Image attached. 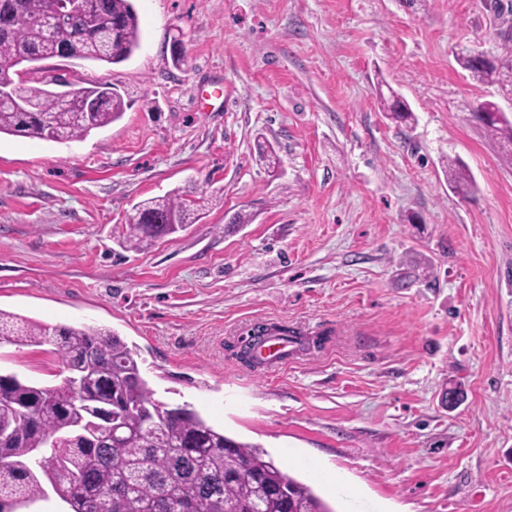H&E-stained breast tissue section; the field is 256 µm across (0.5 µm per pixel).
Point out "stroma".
<instances>
[{
  "label": "stroma",
  "instance_id": "35a3bbf8",
  "mask_svg": "<svg viewBox=\"0 0 512 512\" xmlns=\"http://www.w3.org/2000/svg\"><path fill=\"white\" fill-rule=\"evenodd\" d=\"M133 5L129 60L61 63L116 87L119 120L69 143L0 135V309L115 331L158 399L263 448L334 512H512V145L472 115L491 100L512 121V95L456 61L512 62V13ZM386 87L412 127L385 118ZM455 159L471 178L458 188ZM173 192L204 218L124 248L133 205ZM261 324L302 336L284 368L237 358ZM0 370L52 385L61 363L48 345H5Z\"/></svg>",
  "mask_w": 512,
  "mask_h": 512
}]
</instances>
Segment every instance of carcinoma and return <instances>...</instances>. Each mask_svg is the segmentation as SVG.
Returning <instances> with one entry per match:
<instances>
[{
	"mask_svg": "<svg viewBox=\"0 0 512 512\" xmlns=\"http://www.w3.org/2000/svg\"><path fill=\"white\" fill-rule=\"evenodd\" d=\"M85 15L60 25L61 0H0V66L27 52L66 59L63 31L82 32L76 58L101 64L128 60L140 46L132 0H94ZM459 66L483 82L512 92V67L470 54ZM38 76L15 85L21 112L0 104V135L71 142L120 119L127 103L115 88L85 86L99 100L79 110L66 89ZM389 118L409 124L413 112L399 100ZM485 102L474 118L512 144V122ZM124 234L127 248L201 219L194 201L179 194L148 198L132 207ZM55 346L68 371L44 387L0 372V512L45 497L50 486L70 512H334L312 488L277 467L257 446L238 442L207 424L191 406L155 398L137 351L110 329L45 324L0 310V344Z\"/></svg>",
	"mask_w": 512,
	"mask_h": 512,
	"instance_id": "1",
	"label": "carcinoma"
}]
</instances>
